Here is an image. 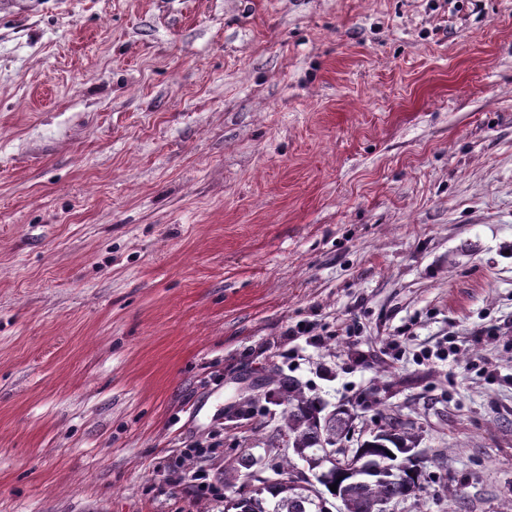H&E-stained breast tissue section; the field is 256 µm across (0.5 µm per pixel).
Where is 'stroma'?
Returning a JSON list of instances; mask_svg holds the SVG:
<instances>
[{"mask_svg": "<svg viewBox=\"0 0 512 512\" xmlns=\"http://www.w3.org/2000/svg\"><path fill=\"white\" fill-rule=\"evenodd\" d=\"M274 371L399 410L391 512L512 507V0H0V512L273 479ZM216 437V434L209 433L204 440L176 450L172 472L177 474L178 481L188 480L191 483L198 503H216L224 499V471L223 477L211 476L201 465L204 461L221 456L222 443Z\"/></svg>", "mask_w": 512, "mask_h": 512, "instance_id": "stroma-1", "label": "stroma"}]
</instances>
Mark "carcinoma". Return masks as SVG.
Segmentation results:
<instances>
[{"label": "carcinoma", "mask_w": 512, "mask_h": 512, "mask_svg": "<svg viewBox=\"0 0 512 512\" xmlns=\"http://www.w3.org/2000/svg\"><path fill=\"white\" fill-rule=\"evenodd\" d=\"M275 383L278 388L246 401L250 406L263 399L286 406L276 425L277 451L271 459V469L280 475L290 474L298 459L309 470L319 471V487L271 483L252 491L238 503L237 512H329V496L340 501L343 512H380L386 501L416 496L424 473L422 465L410 458L415 449V434L399 416H381L382 429L355 449L361 473L346 475L336 465L334 452L350 432L348 411L325 412L324 404L309 397L293 378L281 376ZM283 442L292 453L279 451ZM334 484L335 492L330 490Z\"/></svg>", "instance_id": "carcinoma-1"}]
</instances>
